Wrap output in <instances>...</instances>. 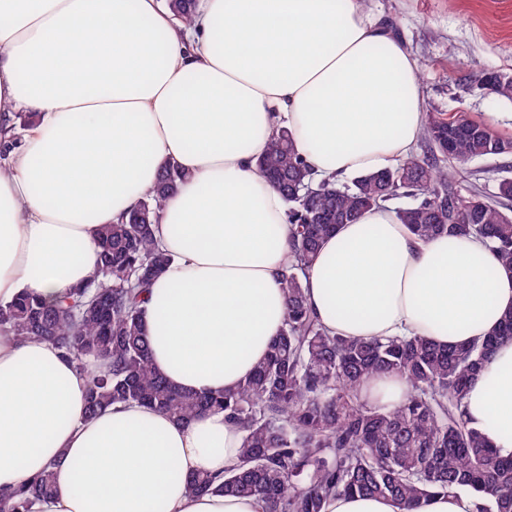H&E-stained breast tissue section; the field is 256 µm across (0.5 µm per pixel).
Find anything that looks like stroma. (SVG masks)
I'll use <instances>...</instances> for the list:
<instances>
[{"mask_svg": "<svg viewBox=\"0 0 512 512\" xmlns=\"http://www.w3.org/2000/svg\"><path fill=\"white\" fill-rule=\"evenodd\" d=\"M366 9L392 20L420 65L424 111L485 120L512 137V100L476 83L484 70L512 73V0H367ZM512 178V155L471 161L459 169L461 187L494 196L500 179Z\"/></svg>", "mask_w": 512, "mask_h": 512, "instance_id": "35a3bbf8", "label": "stroma"}]
</instances>
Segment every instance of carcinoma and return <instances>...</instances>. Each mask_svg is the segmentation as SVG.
Instances as JSON below:
<instances>
[{"label": "carcinoma", "mask_w": 512, "mask_h": 512, "mask_svg": "<svg viewBox=\"0 0 512 512\" xmlns=\"http://www.w3.org/2000/svg\"><path fill=\"white\" fill-rule=\"evenodd\" d=\"M182 23L193 21L196 0H165ZM478 83L512 100V75L485 70ZM35 114L0 108V136L19 140ZM423 148L393 171L349 185L316 180L280 129L257 163L259 174L288 202L290 257L281 271L286 320L252 374L234 389L196 394L173 387L151 361L145 327L150 282L172 256L155 236L166 200L186 174L163 169L154 188L127 219L99 233L95 275L47 302L23 294L0 305V332L20 341L52 343L90 373L85 418L114 404L136 403L178 421L222 412L242 431L236 465L224 479L193 476L192 494L257 498L265 512H323L334 496L389 497L404 512L430 499L465 493L485 501L482 512H512V457L502 458L487 437L468 426L461 405L491 351L512 340V312L480 344L442 348L418 336L362 340L330 334L307 305L303 279L323 240L339 224L400 194L414 202L396 210L421 240L440 234L485 239L500 265L512 271V179L497 198L456 184L458 166L512 154V139L463 117L426 114ZM406 379L408 394L394 409L369 406L358 395L374 374ZM57 479L48 467L25 484L0 493V512H37Z\"/></svg>", "instance_id": "carcinoma-1"}]
</instances>
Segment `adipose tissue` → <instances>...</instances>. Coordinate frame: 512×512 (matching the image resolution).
Returning a JSON list of instances; mask_svg holds the SVG:
<instances>
[{"label": "adipose tissue", "instance_id": "1", "mask_svg": "<svg viewBox=\"0 0 512 512\" xmlns=\"http://www.w3.org/2000/svg\"><path fill=\"white\" fill-rule=\"evenodd\" d=\"M164 0H0V104L36 123L0 162V304L52 300L97 270V233L134 210L165 165L186 174L155 235L174 260L152 280L153 360L178 387H236L286 315L288 203L256 171L290 130L316 177L395 169L424 121L419 65L360 0H198L184 26ZM329 331L478 343L512 310V273L474 236L419 240L381 205L338 225L305 279ZM86 377L47 342L0 333V490L57 472L42 512H262L194 495L236 464L223 414L181 423L137 404L83 416ZM397 375L361 386L406 398ZM464 414L512 456V342L472 381Z\"/></svg>", "mask_w": 512, "mask_h": 512}]
</instances>
